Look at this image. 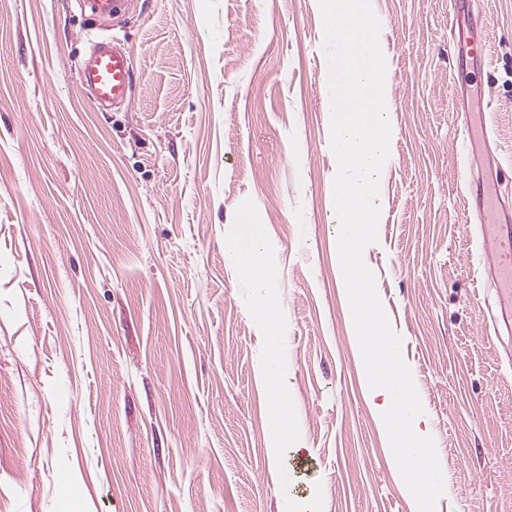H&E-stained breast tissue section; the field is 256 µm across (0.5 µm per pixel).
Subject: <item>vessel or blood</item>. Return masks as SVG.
<instances>
[{
	"label": "vessel or blood",
	"instance_id": "obj_1",
	"mask_svg": "<svg viewBox=\"0 0 512 512\" xmlns=\"http://www.w3.org/2000/svg\"><path fill=\"white\" fill-rule=\"evenodd\" d=\"M126 4L127 0H84L92 15L104 21L117 19ZM78 81L99 104H122L130 95L131 60L111 37H95ZM478 215L475 233L484 257L483 284L491 290L480 315L485 331L497 336L502 327L512 324V222L500 220L492 209L479 210Z\"/></svg>",
	"mask_w": 512,
	"mask_h": 512
}]
</instances>
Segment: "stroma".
I'll list each match as a JSON object with an SVG mask.
<instances>
[{
  "instance_id": "obj_1",
  "label": "stroma",
  "mask_w": 512,
  "mask_h": 512,
  "mask_svg": "<svg viewBox=\"0 0 512 512\" xmlns=\"http://www.w3.org/2000/svg\"><path fill=\"white\" fill-rule=\"evenodd\" d=\"M372 6L392 136L364 259L444 468L436 512H512V369L459 174L482 111L497 158L471 176L512 201V0ZM456 28L483 60L454 54ZM99 30L80 0H0V512H412L336 280L318 0H133L112 109L77 79ZM245 212L263 297L225 259ZM268 390L274 403V415L280 422L278 431L280 438L276 447H288V434L291 422L288 418V401L284 396V384L278 379L268 378Z\"/></svg>"
}]
</instances>
